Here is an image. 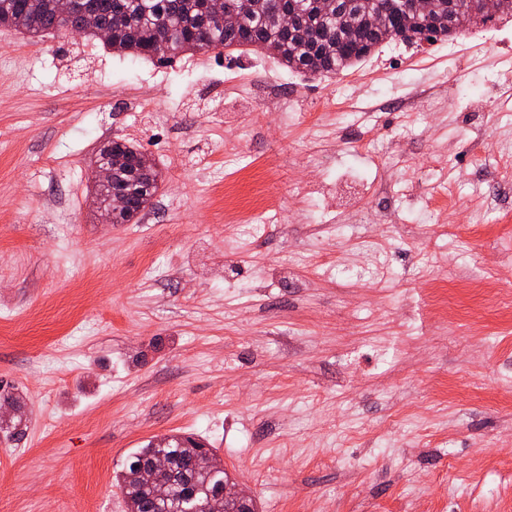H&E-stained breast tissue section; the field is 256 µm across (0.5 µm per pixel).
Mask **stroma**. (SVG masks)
Instances as JSON below:
<instances>
[{
    "label": "stroma",
    "mask_w": 512,
    "mask_h": 512,
    "mask_svg": "<svg viewBox=\"0 0 512 512\" xmlns=\"http://www.w3.org/2000/svg\"><path fill=\"white\" fill-rule=\"evenodd\" d=\"M115 137L163 174L136 224L104 222L88 192ZM481 142L512 159L510 16L327 77L0 28V400L24 415L0 432V512H126L127 456L174 435L215 448L258 512H512V322L489 305L443 327L418 288L466 308L461 283L504 260L512 186L471 166ZM247 166L278 174L262 238L224 224ZM442 178L485 208L437 239L422 197ZM345 181L391 185L386 280L337 271L347 200L297 194Z\"/></svg>",
    "instance_id": "35a3bbf8"
}]
</instances>
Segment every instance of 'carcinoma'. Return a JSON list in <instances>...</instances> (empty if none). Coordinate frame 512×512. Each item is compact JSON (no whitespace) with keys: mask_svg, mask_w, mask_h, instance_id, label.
Instances as JSON below:
<instances>
[{"mask_svg":"<svg viewBox=\"0 0 512 512\" xmlns=\"http://www.w3.org/2000/svg\"><path fill=\"white\" fill-rule=\"evenodd\" d=\"M58 0H0V27L39 38L51 32L97 39L107 32L105 48L123 57L160 64L182 54L227 47H251L292 71L338 75L381 44H407L457 37L497 17L512 16V0H495L491 13L480 0H429L416 15L407 0H337L325 12L321 0H224L222 16H211L207 0H78L66 22L57 15ZM108 165L112 180L92 181L94 204L114 197L125 206L112 214L114 224H137L163 182L156 163L125 138L100 144L95 166ZM168 467L154 473V483L168 486L173 497L155 498L139 473L158 458ZM231 478L214 449L192 436L164 437L133 452L117 475L128 512H197L219 503Z\"/></svg>","mask_w":512,"mask_h":512,"instance_id":"1","label":"carcinoma"}]
</instances>
